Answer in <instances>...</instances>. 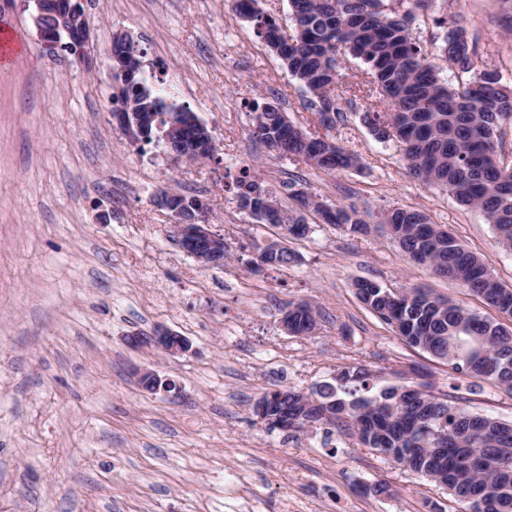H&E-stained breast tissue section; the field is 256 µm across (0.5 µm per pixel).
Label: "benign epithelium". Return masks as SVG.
I'll return each instance as SVG.
<instances>
[{"label":"benign epithelium","instance_id":"1","mask_svg":"<svg viewBox=\"0 0 512 512\" xmlns=\"http://www.w3.org/2000/svg\"><path fill=\"white\" fill-rule=\"evenodd\" d=\"M24 4L34 3L33 22L44 52L50 56L65 53L74 57L88 74L98 68L97 57L91 53L93 30L91 29L83 6V0H21ZM111 75L112 95L127 100L119 112L111 113L112 121L118 130L128 137L146 126L150 113L134 111V102L130 97V85L139 72L141 64L127 53L117 54L115 48L108 53ZM215 148L210 132L199 124L191 131L189 146L186 150L187 161L201 159ZM192 207L187 208L172 198H159L157 206L168 212L171 224L168 225L169 236L181 249L196 261L208 268L224 267V235L212 231L208 224V204L200 199H191ZM128 346L136 349L154 348L163 354L174 357L190 350L189 341L172 331L156 326L148 332L136 331L125 337ZM138 385L149 392L159 389L166 391L175 387L170 381L161 380L151 370L135 372ZM254 413L272 428L288 430V403L274 410V406L263 399H258L253 407Z\"/></svg>","mask_w":512,"mask_h":512}]
</instances>
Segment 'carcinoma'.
<instances>
[{"label": "carcinoma", "instance_id": "carcinoma-1", "mask_svg": "<svg viewBox=\"0 0 512 512\" xmlns=\"http://www.w3.org/2000/svg\"><path fill=\"white\" fill-rule=\"evenodd\" d=\"M396 9L385 0H289L292 36L264 14L259 0H232V10L257 25V34L291 77L311 95L315 121L330 128L340 116L339 57L361 60L374 79V92L391 108L370 109L362 121L380 141L393 140L406 167L425 185L440 187L464 207L480 211L499 245L512 249V165L505 164L497 133L512 122V91L502 75L486 70L479 80L454 88L412 37L416 11L430 0H410ZM444 29L441 59L467 70L476 44L458 23L434 20ZM137 96L155 115L141 142L162 141L169 127L196 117L190 109L166 101L157 86L137 76ZM250 135L270 153L297 159L326 175L358 166V158L328 136L311 135L288 119L278 99L255 103ZM287 200L269 188L256 168L245 163L236 180L239 209L257 223L274 216L291 239L306 237L317 224L364 233L359 211L337 207L321 196L285 184ZM390 238L416 264L465 288L512 319V288L503 285L488 263L448 230L419 210L391 208L379 216ZM288 249L273 263L256 257L255 271L287 268L298 262ZM359 301L406 344L442 360L452 370L512 391V327L435 295L423 288L388 290L369 279L354 282ZM324 313L307 301L288 302V322L312 334ZM369 373L360 366L341 370V382H326L309 394V424L347 430L360 444L444 486L465 512H512V422L474 413L464 400L434 394L419 383L364 396Z\"/></svg>", "mask_w": 512, "mask_h": 512}]
</instances>
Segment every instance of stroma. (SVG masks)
<instances>
[{
	"label": "stroma",
	"instance_id": "obj_1",
	"mask_svg": "<svg viewBox=\"0 0 512 512\" xmlns=\"http://www.w3.org/2000/svg\"><path fill=\"white\" fill-rule=\"evenodd\" d=\"M84 9L96 34L93 75L45 55L33 7L0 0V35L21 47L0 62V512H281L287 499L300 512H463L446 489L354 437L273 430L253 405L275 389L312 392L361 365L375 389L427 382L512 421V393L408 346L353 288L358 279L422 287L494 316L379 231L380 214L395 207L447 227L509 287L512 250L497 246L478 211L412 178L396 142L365 127L364 110L387 105L368 97L361 61H343L352 92L326 129L231 0H85ZM442 16L478 45L470 70L443 68L449 85L496 69L512 88V0H431L412 35L432 59ZM119 30L144 49L146 77L162 76L173 102L207 125L218 147L212 160L176 161L113 126L108 50ZM264 97L355 153L360 168L328 176L273 158L249 136L251 107ZM254 158L270 188L296 181L356 206L368 234L315 228L291 244L298 265L252 274L246 259L277 230L240 212L227 185ZM162 186L208 199L209 222L234 262L206 268L181 251L153 203ZM302 299L325 318L314 335H288L281 311ZM157 325L188 339L190 351L168 358L125 345L127 333ZM137 368L174 389L143 390ZM380 480L388 494L372 492Z\"/></svg>",
	"mask_w": 512,
	"mask_h": 512
}]
</instances>
